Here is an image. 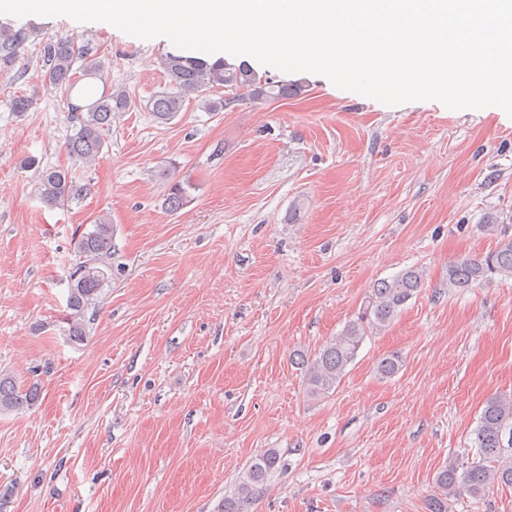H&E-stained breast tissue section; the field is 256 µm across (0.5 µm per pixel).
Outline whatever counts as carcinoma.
Returning a JSON list of instances; mask_svg holds the SVG:
<instances>
[{
    "label": "carcinoma",
    "mask_w": 512,
    "mask_h": 512,
    "mask_svg": "<svg viewBox=\"0 0 512 512\" xmlns=\"http://www.w3.org/2000/svg\"><path fill=\"white\" fill-rule=\"evenodd\" d=\"M30 38L31 32L25 27H0L1 70H14L17 76H25L28 60L23 56V50ZM40 60L41 80L68 97L78 84L77 77L89 80L80 90V96L87 100V104H70L73 134L68 136L65 148L75 162L94 160L112 133L113 117L118 112L129 111L134 105L132 98L122 87L96 93L90 80L106 82L105 62L73 38L45 42L40 49ZM77 62L80 67L76 69ZM158 63L169 78V87L154 94L147 109L160 123L174 120L193 95L207 111L224 108L228 105L226 100L206 97L216 86L243 89L260 101L297 96L305 88L301 82L276 81L259 75L245 64L229 67L222 60L211 62L169 52L161 56ZM160 175L168 182L162 206L169 213H177L191 202L189 185L174 180L168 168L160 170ZM37 190L42 203L50 208L63 206L83 192L69 181L67 171L57 167L40 171ZM115 231L106 214L95 219L91 227L80 225L75 230L78 261L69 275L67 297L68 336L74 343L86 339V314L98 305L104 287L119 271V265L115 263ZM496 276L512 278V238L503 237L493 251L482 257H463L448 264V289L459 293L469 291ZM422 287L423 271L413 266L378 282L357 316L348 321L339 336L312 355L296 353L295 363L305 373L306 396L322 399L333 393L366 336L388 327ZM402 363L399 353H388L378 359L376 372L381 379H391L400 371ZM38 398L37 386L25 387L10 374L0 372V413L28 409ZM474 447L477 453L472 462L459 465L450 460L437 470L434 491L426 500L427 512H448L449 500L461 496L479 498L496 481L512 485V454H508V449H512V395H494L485 401L474 430ZM277 464V452L273 448L256 456L240 477L236 493L224 499L220 512H249L265 477Z\"/></svg>",
    "instance_id": "cac0c4a2"
}]
</instances>
